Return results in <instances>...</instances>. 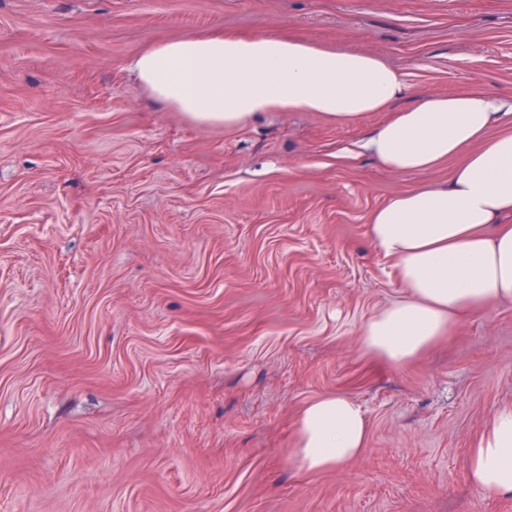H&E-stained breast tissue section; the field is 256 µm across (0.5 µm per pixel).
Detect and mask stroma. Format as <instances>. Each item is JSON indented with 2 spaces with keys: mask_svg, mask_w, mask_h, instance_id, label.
Wrapping results in <instances>:
<instances>
[{
  "mask_svg": "<svg viewBox=\"0 0 512 512\" xmlns=\"http://www.w3.org/2000/svg\"><path fill=\"white\" fill-rule=\"evenodd\" d=\"M379 55L419 97L512 99V0H0V512H512L468 472L512 406V302L390 368L371 212L393 173L341 125L200 126L128 65L215 27ZM360 404L363 454L309 473L299 409Z\"/></svg>",
  "mask_w": 512,
  "mask_h": 512,
  "instance_id": "35a3bbf8",
  "label": "stroma"
}]
</instances>
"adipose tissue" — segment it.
<instances>
[{
    "label": "adipose tissue",
    "instance_id": "adipose-tissue-1",
    "mask_svg": "<svg viewBox=\"0 0 512 512\" xmlns=\"http://www.w3.org/2000/svg\"><path fill=\"white\" fill-rule=\"evenodd\" d=\"M166 107L196 124L238 126L259 112H315L339 124L387 113L362 147L395 173L458 158L447 184L391 197L368 221L373 247L393 262L404 293L368 319L361 349L400 368L451 336L459 318L512 301V101L483 90L427 95L403 109L404 78L383 58L273 34L221 30L163 41L130 64ZM368 422L343 395L298 414L294 458L320 472L365 449ZM469 476L490 497H512V407L495 411L470 450Z\"/></svg>",
    "mask_w": 512,
    "mask_h": 512
}]
</instances>
